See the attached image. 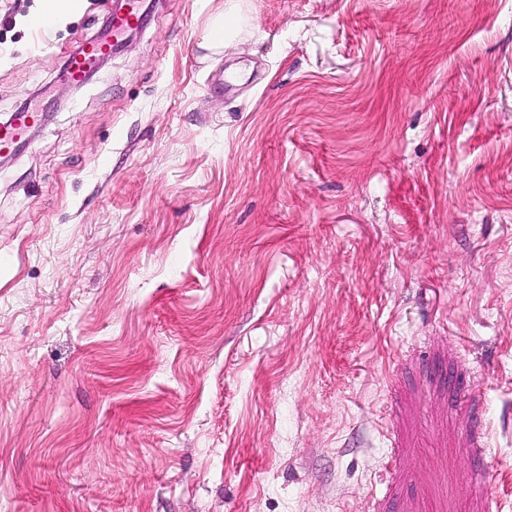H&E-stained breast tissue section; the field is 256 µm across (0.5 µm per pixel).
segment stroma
I'll list each match as a JSON object with an SVG mask.
<instances>
[{"instance_id": "obj_1", "label": "stroma", "mask_w": 512, "mask_h": 512, "mask_svg": "<svg viewBox=\"0 0 512 512\" xmlns=\"http://www.w3.org/2000/svg\"><path fill=\"white\" fill-rule=\"evenodd\" d=\"M0 0V512H512V0ZM73 0H38L37 8L26 18L28 24L44 22V30L65 23L72 14ZM117 2H124V4L135 5L136 8L140 10L142 7L140 3L143 1L117 0ZM137 9L134 8L128 10L126 14H123L117 18L112 27V32H114L116 36H119L122 30L127 28H135L140 24L142 14L140 15ZM135 29L126 31H130L126 38L122 40H118V38H116L115 41L113 40L112 44L110 42L97 39L85 42L82 49L69 58L65 71L66 78L72 82H83L87 73L93 68L98 59L101 56L106 55L111 50V45L113 51L122 49L124 45L131 39L133 35L132 31ZM224 14L216 17L210 27L208 36L207 47L210 49H217L220 46H224L225 43L230 40L228 33H231L232 28L226 27L225 21L233 10L236 9L234 5H224ZM17 115L14 121L8 125H0V152L17 143L25 131L31 128L37 121L38 113L24 109Z\"/></svg>"}]
</instances>
